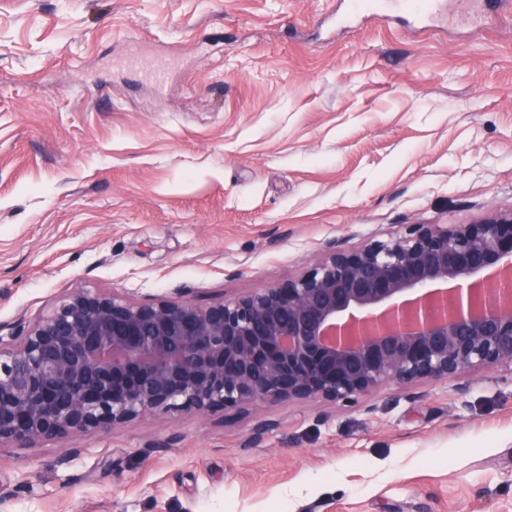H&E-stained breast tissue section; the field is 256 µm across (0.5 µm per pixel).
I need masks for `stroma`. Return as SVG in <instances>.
Here are the masks:
<instances>
[{
    "label": "stroma",
    "instance_id": "35a3bbf8",
    "mask_svg": "<svg viewBox=\"0 0 512 512\" xmlns=\"http://www.w3.org/2000/svg\"><path fill=\"white\" fill-rule=\"evenodd\" d=\"M0 0V336L512 208V0ZM0 512H512V367L0 447Z\"/></svg>",
    "mask_w": 512,
    "mask_h": 512
}]
</instances>
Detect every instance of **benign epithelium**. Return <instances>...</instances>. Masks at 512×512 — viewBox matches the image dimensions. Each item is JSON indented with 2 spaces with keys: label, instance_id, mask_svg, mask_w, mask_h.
Here are the masks:
<instances>
[{
  "label": "benign epithelium",
  "instance_id": "benign-epithelium-1",
  "mask_svg": "<svg viewBox=\"0 0 512 512\" xmlns=\"http://www.w3.org/2000/svg\"><path fill=\"white\" fill-rule=\"evenodd\" d=\"M512 366V209L332 251L201 305L83 288L0 336V446L169 411L346 400Z\"/></svg>",
  "mask_w": 512,
  "mask_h": 512
}]
</instances>
